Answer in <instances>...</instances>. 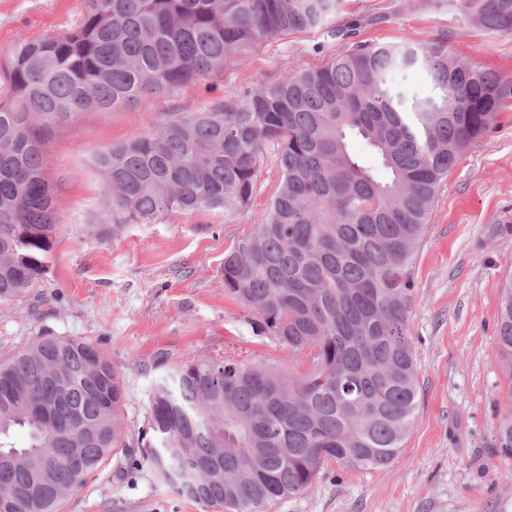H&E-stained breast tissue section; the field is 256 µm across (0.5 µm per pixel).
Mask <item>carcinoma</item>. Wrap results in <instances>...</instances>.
I'll return each mask as SVG.
<instances>
[{"instance_id":"carcinoma-1","label":"carcinoma","mask_w":512,"mask_h":512,"mask_svg":"<svg viewBox=\"0 0 512 512\" xmlns=\"http://www.w3.org/2000/svg\"><path fill=\"white\" fill-rule=\"evenodd\" d=\"M341 0H88L77 28L0 59V300L47 271L59 227L43 128L87 110L140 104L206 78L241 49L321 29ZM474 24L512 37V0H461ZM426 71L431 92L395 77ZM512 84L448 59L440 45L358 43L324 66L152 127L94 157L104 223L150 224L175 210L246 208L267 146L281 184L266 218L224 254V288L310 367L189 361L152 395L138 462L159 478L195 470L216 512H269L324 465L378 470L403 447L417 368L412 261L448 171L491 129ZM360 139L370 156L356 153ZM501 354L512 363V279ZM123 384L94 345L42 337L0 363V512H59L112 458ZM28 442L16 447L15 429ZM512 461V385L496 426Z\"/></svg>"}]
</instances>
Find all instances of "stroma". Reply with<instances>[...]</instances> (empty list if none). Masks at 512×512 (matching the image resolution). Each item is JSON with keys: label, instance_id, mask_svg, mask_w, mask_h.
I'll return each mask as SVG.
<instances>
[{"label": "stroma", "instance_id": "35a3bbf8", "mask_svg": "<svg viewBox=\"0 0 512 512\" xmlns=\"http://www.w3.org/2000/svg\"><path fill=\"white\" fill-rule=\"evenodd\" d=\"M87 0H0V56L25 40L74 30ZM335 26L362 42L438 44L449 59L512 83V37L475 26L459 0H343ZM319 29L241 50L223 71L151 96L64 117L44 131L60 229L47 273L0 301V361L43 336L92 343L123 382L121 438L61 512H205L149 468L128 469L124 448L148 428L156 382L178 364L227 361L306 370V355L261 332L254 309L224 287V255L261 223L281 174L268 150L251 204L237 212L174 211L108 232L97 152L152 125L204 112L263 83L326 64L347 48ZM410 331L418 386L412 428L381 470L325 464L312 486L272 512H512V466L495 426L512 366L500 355L501 287L512 277V99L494 130L470 145L440 185L413 265Z\"/></svg>", "mask_w": 512, "mask_h": 512}]
</instances>
